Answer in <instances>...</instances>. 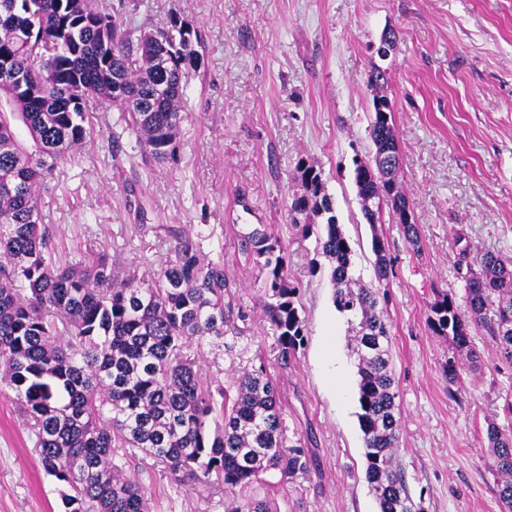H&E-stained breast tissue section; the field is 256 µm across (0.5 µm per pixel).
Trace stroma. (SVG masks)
<instances>
[{
    "mask_svg": "<svg viewBox=\"0 0 512 512\" xmlns=\"http://www.w3.org/2000/svg\"><path fill=\"white\" fill-rule=\"evenodd\" d=\"M132 33L184 19L200 42L201 65L185 96L177 155L142 162L129 113L90 100L93 141L75 146L40 189V214L56 255H106L122 271L145 272L168 257L167 227L206 225L224 245L233 302L247 316L235 349L203 358L231 383L265 366L276 383L289 440H301L308 474L274 482L277 512H379L366 481L357 361L348 316L333 304L328 274L309 276L314 238L291 224L302 194L299 162L320 173L352 269L375 283L373 237L394 259L385 312L402 420L399 460L425 512H502L488 465L487 426L512 428V368L496 344L473 332L481 369L449 390L451 347L429 326L445 292L463 296L454 271L462 236L512 262V0H116ZM387 57L376 49L386 32ZM387 69L407 195L421 250L404 239L391 210L363 215L354 159H367L373 66ZM269 224L288 251V276L305 320V339L288 365L259 304L260 271L245 260L244 234ZM333 351L343 390L327 382ZM35 437L12 394L0 393V512H62L59 486L34 451ZM151 512H229L240 489L218 493L175 482L153 460H134Z\"/></svg>",
    "mask_w": 512,
    "mask_h": 512,
    "instance_id": "obj_1",
    "label": "stroma"
}]
</instances>
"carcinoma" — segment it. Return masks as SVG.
<instances>
[{"instance_id": "carcinoma-1", "label": "carcinoma", "mask_w": 512, "mask_h": 512, "mask_svg": "<svg viewBox=\"0 0 512 512\" xmlns=\"http://www.w3.org/2000/svg\"><path fill=\"white\" fill-rule=\"evenodd\" d=\"M178 36H173V33ZM136 52L138 70L130 69ZM200 54L178 18L143 29L136 40L106 0H0V388L14 393L35 435L44 472L60 486L64 512H149V490L116 459L142 454L180 483L244 495L230 512H276L252 492L262 475L304 474L309 459L288 445L279 393L264 366L226 388L209 379L201 351H224L237 332L236 283L224 270L223 245L203 228H167L170 255L147 275L116 272L101 255L65 263L50 227L40 222L42 182L72 148L94 133L85 104L102 98L130 114L144 159L175 157L185 92ZM373 97L372 159L354 161V181L369 223L383 207L397 216L406 241L421 249L411 206L396 183L400 155L392 112ZM305 193L288 215L315 236L330 266L334 304L355 319L360 426L366 480L379 512H424L397 457L401 434L391 364L390 329L379 310L387 294L352 273V247L336 223L320 174L300 165ZM326 216L318 224L315 218ZM246 261L265 272L263 312L284 365L304 342L305 320L288 278V253L266 224L244 236ZM462 300L448 292L430 306L434 332L452 347L448 384L463 365L478 368L473 329L490 337L512 367V264L455 238ZM378 282L393 275L379 237L372 240ZM490 467L512 512V431L487 427Z\"/></svg>"}]
</instances>
